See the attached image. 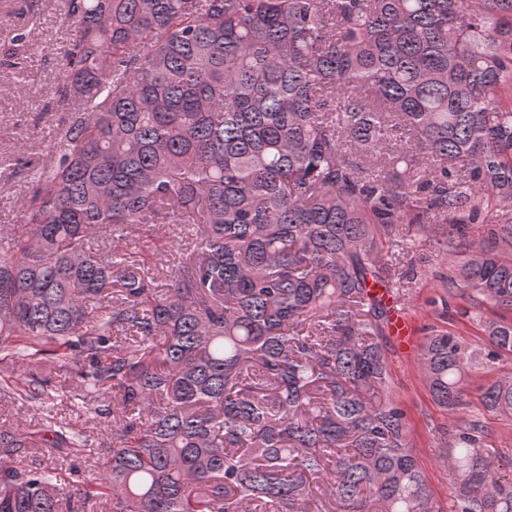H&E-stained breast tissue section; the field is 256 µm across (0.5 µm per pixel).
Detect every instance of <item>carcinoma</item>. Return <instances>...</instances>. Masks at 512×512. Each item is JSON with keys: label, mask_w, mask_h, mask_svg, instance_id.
Segmentation results:
<instances>
[{"label": "carcinoma", "mask_w": 512, "mask_h": 512, "mask_svg": "<svg viewBox=\"0 0 512 512\" xmlns=\"http://www.w3.org/2000/svg\"><path fill=\"white\" fill-rule=\"evenodd\" d=\"M58 147L0 237V512H71L19 457L91 447L100 512H443L389 392L392 253L442 225L448 289L509 316L424 337L433 401L512 420V0H64ZM31 44L12 32L0 65ZM167 224L195 230L174 274ZM146 234L148 252L122 242ZM110 238V251L99 241ZM449 512H512V460L455 427ZM40 412L30 410L26 405L11 400L0 401V425H12L16 422L33 427L39 421Z\"/></svg>", "instance_id": "1"}]
</instances>
